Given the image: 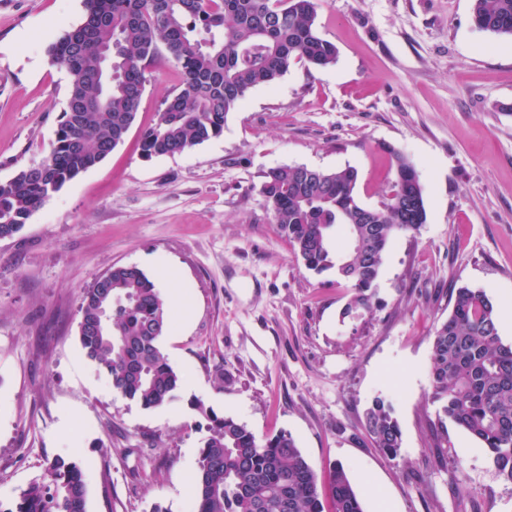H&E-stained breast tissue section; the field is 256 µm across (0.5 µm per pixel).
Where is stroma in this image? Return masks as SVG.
Listing matches in <instances>:
<instances>
[{"mask_svg": "<svg viewBox=\"0 0 512 512\" xmlns=\"http://www.w3.org/2000/svg\"><path fill=\"white\" fill-rule=\"evenodd\" d=\"M83 18V0H0V182L50 152L69 76L48 48ZM315 24L333 66L293 64L220 137L146 159L139 130L181 82L161 59L125 140L0 240V503L63 456L87 512H189L202 399L258 439L292 434L318 476L343 465L364 512H512V483L428 399L458 288L490 297L512 343V38L478 29L472 0H321ZM388 145L414 163L427 222L392 240L371 311L348 315L349 286L280 236L262 175L350 165L374 205ZM117 265L181 299L161 344L182 383L158 408L114 391L79 341L83 295ZM378 396L394 459L365 430ZM365 428L375 448L393 459L401 450L402 438L393 406L383 397H376L366 412Z\"/></svg>", "mask_w": 512, "mask_h": 512, "instance_id": "1", "label": "stroma"}]
</instances>
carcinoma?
<instances>
[{
  "instance_id": "cac0c4a2",
  "label": "carcinoma",
  "mask_w": 512,
  "mask_h": 512,
  "mask_svg": "<svg viewBox=\"0 0 512 512\" xmlns=\"http://www.w3.org/2000/svg\"><path fill=\"white\" fill-rule=\"evenodd\" d=\"M479 29L512 37V0H472ZM85 15L48 49L69 75V91L49 155L0 182V239L11 238L66 183L99 165L134 125L148 76L162 55L183 71L154 123L140 131L144 157L174 155L221 136L247 92L275 83L290 66L328 67L336 45L322 37L317 0H84ZM115 47L112 75L104 54ZM392 178L375 206L359 200V173L280 166L264 173L260 192L272 222L306 270L351 284L349 314L371 308L383 253L399 235L427 221L424 188L412 161L391 147ZM500 311L481 290H457L448 319L435 331L428 379L438 418L477 440L512 482V344L502 341ZM170 316L154 282L118 265L97 278L80 306L86 356L123 397L146 409L174 397L180 377L161 346ZM206 417L194 481L195 512H364L348 473L335 465L317 476L291 434L259 440L231 416L203 402ZM365 428L374 447L400 454L393 406L375 398ZM327 492H322V489ZM80 467L63 457L0 512H86Z\"/></svg>"
}]
</instances>
